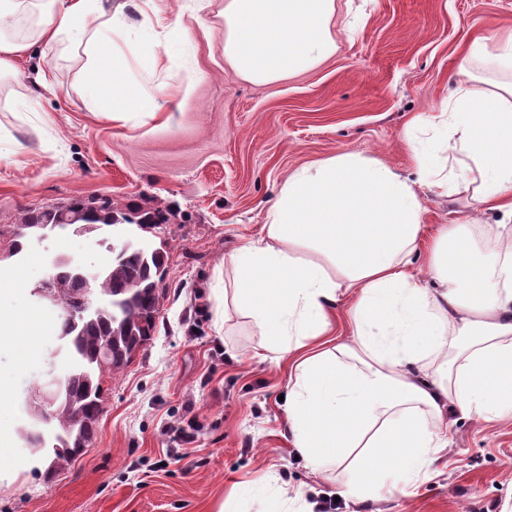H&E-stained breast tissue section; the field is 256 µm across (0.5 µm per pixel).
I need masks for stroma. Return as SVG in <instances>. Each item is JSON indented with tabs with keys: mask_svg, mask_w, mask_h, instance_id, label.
<instances>
[{
	"mask_svg": "<svg viewBox=\"0 0 512 512\" xmlns=\"http://www.w3.org/2000/svg\"><path fill=\"white\" fill-rule=\"evenodd\" d=\"M225 0H210L207 32L185 54L155 63L156 45L126 30L139 58L133 84L166 86L170 122L136 112L112 121L83 90L82 51L38 49L0 77V224L21 211L72 197L149 198L177 210L150 234L165 243L166 295L153 339L120 373L105 379V409L93 445L65 472L45 478L19 429V401L0 408L13 437L0 463V512H286L276 474L318 505L336 500L349 474L326 480L297 459L280 395L288 362L257 355L251 321L229 311L215 326L211 294L225 255L255 235L289 172L311 161L356 152L418 179L409 137L413 120L445 111L457 65L474 37L512 30V0H335V53L289 78L250 81L224 59ZM55 84L36 85V70ZM421 221L481 227L471 193L423 189ZM98 233L54 230L6 261L23 269L29 290L0 303L39 308L51 323L36 357L17 367L0 341V375L20 393L40 384L59 344L61 311L38 306L34 288L52 260L89 269L108 259ZM197 439L178 444L172 426ZM449 448L410 496L378 501L379 512H512V419L478 424L456 418Z\"/></svg>",
	"mask_w": 512,
	"mask_h": 512,
	"instance_id": "stroma-1",
	"label": "stroma"
}]
</instances>
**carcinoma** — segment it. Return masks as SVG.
I'll return each instance as SVG.
<instances>
[{"label":"carcinoma","mask_w":512,"mask_h":512,"mask_svg":"<svg viewBox=\"0 0 512 512\" xmlns=\"http://www.w3.org/2000/svg\"><path fill=\"white\" fill-rule=\"evenodd\" d=\"M172 209L143 199L121 202L108 196L70 198L63 203L21 213L12 224H0V243L14 257L26 246L28 235L38 236L45 224L84 226L85 233L116 225H134L151 232L170 224ZM165 247L126 240L112 248V257L91 282V296L103 301L102 311L76 323L68 321L85 283L68 265L55 272V301L63 315L60 337L68 344L69 366L64 375V397L53 408L59 435L54 439V473L68 469L82 448L93 444L104 411V377L123 370L137 351L154 336L162 301Z\"/></svg>","instance_id":"1"}]
</instances>
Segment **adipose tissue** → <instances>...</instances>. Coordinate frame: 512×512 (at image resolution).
<instances>
[{
    "label": "adipose tissue",
    "mask_w": 512,
    "mask_h": 512,
    "mask_svg": "<svg viewBox=\"0 0 512 512\" xmlns=\"http://www.w3.org/2000/svg\"><path fill=\"white\" fill-rule=\"evenodd\" d=\"M205 0L166 10L144 0L140 26L189 39ZM334 0H225L224 56L244 78L285 79L327 59ZM125 26L112 0H0V72L37 45L82 49L84 80L97 100L156 118L167 92L145 93L125 74L131 44L102 41ZM512 71V33L476 38L472 61ZM428 126L437 146L412 143L420 170L396 169L347 152L292 171L267 222L224 262L232 286L216 284L256 327L262 359H288L284 413L294 448L318 475L349 464L338 493L365 505L407 494L448 445L447 412L478 423L512 417V231L478 253L473 229L426 231L421 190H472L479 210L512 219V81L482 98L457 87ZM426 247L424 274L411 256ZM351 298L349 339L330 340L334 309ZM47 328L32 309L0 314V335L22 347L25 366Z\"/></svg>",
    "instance_id": "obj_1"
}]
</instances>
